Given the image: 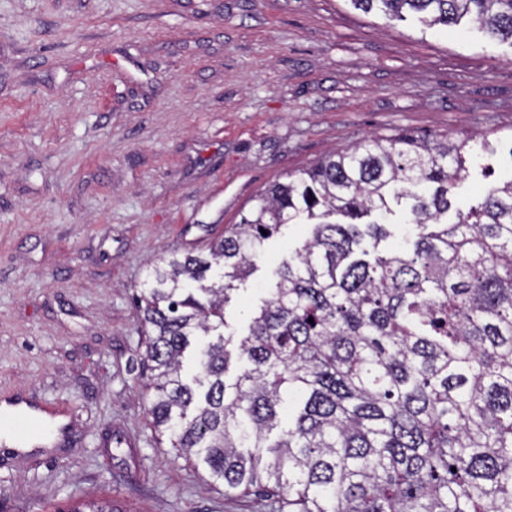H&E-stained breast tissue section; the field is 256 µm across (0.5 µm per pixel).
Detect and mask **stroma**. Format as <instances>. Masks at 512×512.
I'll use <instances>...</instances> for the list:
<instances>
[{"mask_svg":"<svg viewBox=\"0 0 512 512\" xmlns=\"http://www.w3.org/2000/svg\"><path fill=\"white\" fill-rule=\"evenodd\" d=\"M402 133L473 138L458 208L511 180L512 43L350 0H0V401L69 424L60 445L0 452V512H277L156 446L131 296L270 182ZM308 230L267 242L230 333ZM57 512H120L112 499L91 498L73 501L67 509H59Z\"/></svg>","mask_w":512,"mask_h":512,"instance_id":"35a3bbf8","label":"stroma"}]
</instances>
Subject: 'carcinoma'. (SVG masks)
Listing matches in <instances>:
<instances>
[{"mask_svg":"<svg viewBox=\"0 0 512 512\" xmlns=\"http://www.w3.org/2000/svg\"><path fill=\"white\" fill-rule=\"evenodd\" d=\"M350 2L512 42V0ZM470 156L446 135L373 137L268 184L207 251L159 257L136 296L156 444L288 512H512V179L448 222ZM303 219L231 352L226 307ZM398 219L415 239L381 248Z\"/></svg>","mask_w":512,"mask_h":512,"instance_id":"obj_1","label":"carcinoma"}]
</instances>
